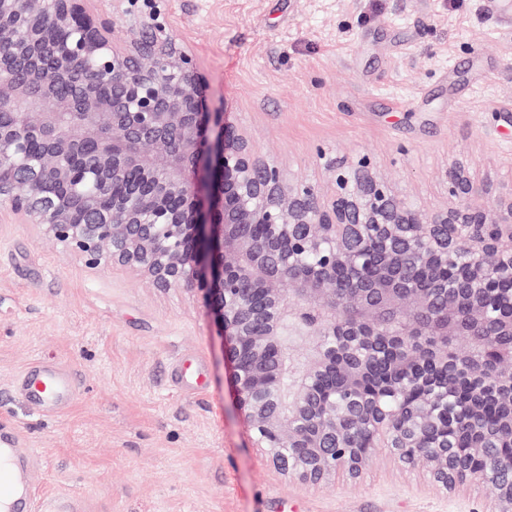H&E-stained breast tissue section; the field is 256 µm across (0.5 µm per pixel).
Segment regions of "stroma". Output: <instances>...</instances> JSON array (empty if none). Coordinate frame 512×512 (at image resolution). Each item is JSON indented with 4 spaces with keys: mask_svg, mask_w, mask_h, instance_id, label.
I'll return each instance as SVG.
<instances>
[{
    "mask_svg": "<svg viewBox=\"0 0 512 512\" xmlns=\"http://www.w3.org/2000/svg\"><path fill=\"white\" fill-rule=\"evenodd\" d=\"M224 108L258 153L329 187L368 156L416 207L446 175L512 181V16L496 0H167ZM75 373L56 416L16 388L36 361ZM40 457L35 494L91 492V512H492L475 482L441 489L375 449L314 486L273 468L236 403L200 298L122 266L92 269L42 227L0 214V422Z\"/></svg>",
    "mask_w": 512,
    "mask_h": 512,
    "instance_id": "1",
    "label": "stroma"
}]
</instances>
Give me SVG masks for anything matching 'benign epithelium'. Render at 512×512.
<instances>
[{
  "label": "benign epithelium",
  "mask_w": 512,
  "mask_h": 512,
  "mask_svg": "<svg viewBox=\"0 0 512 512\" xmlns=\"http://www.w3.org/2000/svg\"><path fill=\"white\" fill-rule=\"evenodd\" d=\"M48 28L67 33L50 50ZM206 89L166 0H0V210L91 268L201 293L276 469L329 485L389 448L445 487L491 483L496 512H512V182L476 184L460 164L432 211L365 156L334 169L330 191L299 183L209 109ZM88 178L99 192L79 223ZM380 373L408 393L394 410L364 391ZM463 384L478 390L472 427L484 429L482 403L507 408L464 452L448 436Z\"/></svg>",
  "instance_id": "7a95c632"
}]
</instances>
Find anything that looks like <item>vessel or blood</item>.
<instances>
[{"label":"vessel or blood","instance_id":"vessel-or-blood-1","mask_svg":"<svg viewBox=\"0 0 512 512\" xmlns=\"http://www.w3.org/2000/svg\"><path fill=\"white\" fill-rule=\"evenodd\" d=\"M17 387L43 413H58L77 396L73 373L60 363L31 364L23 371ZM24 446L25 439L18 429L0 430V512H88L90 499L85 495L39 498L30 492L17 493L8 468Z\"/></svg>","mask_w":512,"mask_h":512}]
</instances>
